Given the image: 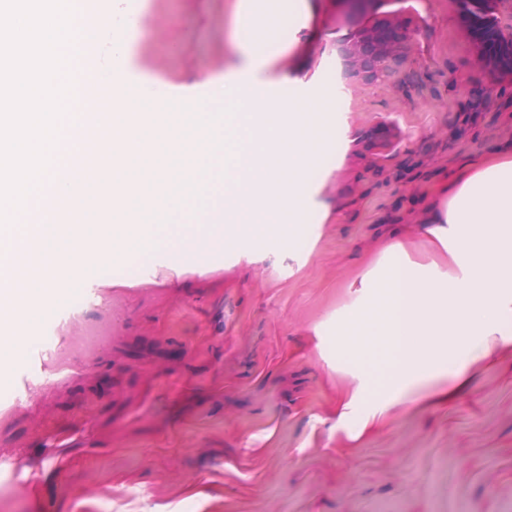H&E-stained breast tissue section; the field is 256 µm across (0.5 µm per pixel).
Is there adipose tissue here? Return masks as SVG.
<instances>
[{
	"label": "adipose tissue",
	"mask_w": 512,
	"mask_h": 512,
	"mask_svg": "<svg viewBox=\"0 0 512 512\" xmlns=\"http://www.w3.org/2000/svg\"><path fill=\"white\" fill-rule=\"evenodd\" d=\"M419 231L416 249L390 235L312 329L352 382L335 425L358 435L411 406L450 405L480 370L512 362V148L439 185Z\"/></svg>",
	"instance_id": "ef3b65f1"
}]
</instances>
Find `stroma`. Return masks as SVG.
<instances>
[{"label":"stroma","mask_w":512,"mask_h":512,"mask_svg":"<svg viewBox=\"0 0 512 512\" xmlns=\"http://www.w3.org/2000/svg\"><path fill=\"white\" fill-rule=\"evenodd\" d=\"M306 50L307 82L335 77L336 129L314 178L340 221L317 228L305 263L225 251L204 277L97 283L35 324L34 350L0 387V512H512V367L469 393L353 437L333 429L349 387L310 330L403 219L417 225L435 183L467 154L512 145V74L482 59L456 0H415L405 74L342 76L337 46L383 19L335 0ZM235 0H141L127 37L133 78L170 98L223 76ZM388 131L397 156L370 169L361 141Z\"/></svg>","instance_id":"stroma-1"}]
</instances>
